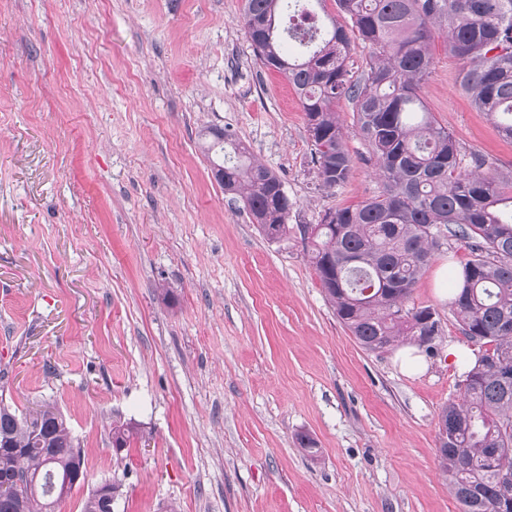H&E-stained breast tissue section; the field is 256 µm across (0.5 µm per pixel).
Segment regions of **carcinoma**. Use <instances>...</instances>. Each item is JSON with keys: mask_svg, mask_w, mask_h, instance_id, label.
I'll list each match as a JSON object with an SVG mask.
<instances>
[{"mask_svg": "<svg viewBox=\"0 0 512 512\" xmlns=\"http://www.w3.org/2000/svg\"><path fill=\"white\" fill-rule=\"evenodd\" d=\"M323 0H246L244 24L258 64L282 73L299 95L311 160L323 187L349 178L352 157L334 110L345 98L381 179L365 201L321 215L308 238L310 263L338 320L367 351L397 342L418 346L441 333L430 307L410 304L412 288L434 253L455 239L470 258L448 298L462 333L490 345L467 372L462 401L442 407L448 435L438 434L441 467L460 512H492L501 476L512 475V195L482 168L485 156L463 152L421 96L432 57V31L445 29L462 64L460 85L474 107L512 139V0H336L346 22L323 20ZM371 50L353 78L352 37ZM295 43L300 52L285 53ZM201 137L224 165L260 233L288 239L293 202L280 176L224 134ZM372 293H367V290ZM138 434L112 426L120 454ZM85 480L84 455L66 418L48 405L21 411L0 403V512H53Z\"/></svg>", "mask_w": 512, "mask_h": 512, "instance_id": "cac0c4a2", "label": "carcinoma"}]
</instances>
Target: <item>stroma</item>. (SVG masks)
I'll return each mask as SVG.
<instances>
[{"label": "stroma", "instance_id": "35a3bbf8", "mask_svg": "<svg viewBox=\"0 0 512 512\" xmlns=\"http://www.w3.org/2000/svg\"><path fill=\"white\" fill-rule=\"evenodd\" d=\"M244 0H0V399L54 404L112 512H459L437 456L468 346L448 308L451 241L415 285L441 335L427 370L364 350L337 320L300 227L381 183L353 106V166L320 187L300 99L259 67ZM422 88L487 173L512 139L459 87L445 32ZM234 134L294 206L272 242L211 177L200 130ZM139 431L115 464L111 423ZM317 442L302 451L300 434Z\"/></svg>", "mask_w": 512, "mask_h": 512}]
</instances>
